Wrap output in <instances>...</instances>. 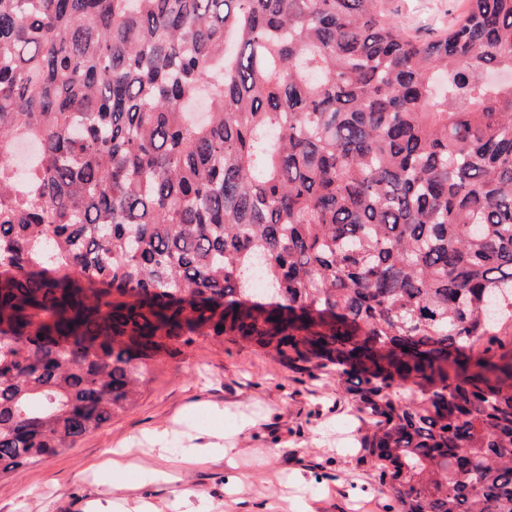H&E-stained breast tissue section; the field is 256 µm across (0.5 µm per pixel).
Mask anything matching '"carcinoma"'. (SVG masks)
Instances as JSON below:
<instances>
[{
    "instance_id": "carcinoma-1",
    "label": "carcinoma",
    "mask_w": 512,
    "mask_h": 512,
    "mask_svg": "<svg viewBox=\"0 0 512 512\" xmlns=\"http://www.w3.org/2000/svg\"><path fill=\"white\" fill-rule=\"evenodd\" d=\"M467 3L0 0V475L211 336L336 373L401 512H512V0ZM460 0H381L390 17L408 33L429 37L448 28L460 12Z\"/></svg>"
}]
</instances>
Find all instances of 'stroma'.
<instances>
[{"mask_svg":"<svg viewBox=\"0 0 512 512\" xmlns=\"http://www.w3.org/2000/svg\"><path fill=\"white\" fill-rule=\"evenodd\" d=\"M408 33L447 29L460 0H381ZM370 424L333 374L300 371L244 343L198 337L146 362L136 402L76 446L0 478V512H91L120 499L125 512H397L377 491L361 446ZM164 434L162 446L149 439ZM230 448L212 455L208 446ZM127 448L178 482L138 485L135 470L104 463Z\"/></svg>","mask_w":512,"mask_h":512,"instance_id":"obj_1","label":"stroma"}]
</instances>
